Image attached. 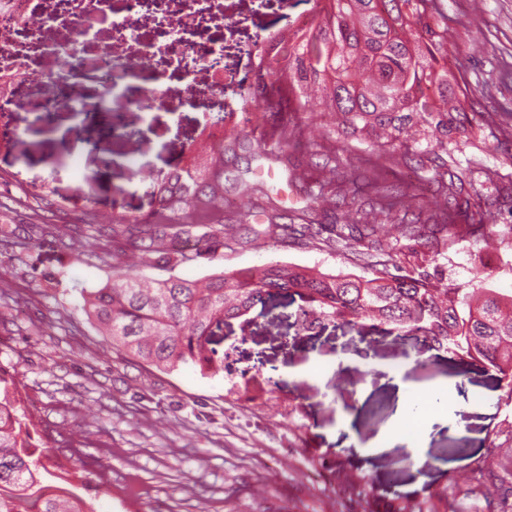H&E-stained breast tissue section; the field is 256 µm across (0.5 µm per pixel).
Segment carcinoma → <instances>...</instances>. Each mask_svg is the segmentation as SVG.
<instances>
[{"instance_id": "obj_1", "label": "carcinoma", "mask_w": 512, "mask_h": 512, "mask_svg": "<svg viewBox=\"0 0 512 512\" xmlns=\"http://www.w3.org/2000/svg\"><path fill=\"white\" fill-rule=\"evenodd\" d=\"M433 0H329L311 34H293V51L259 71L269 80L271 97L264 102L296 112L316 85L331 103L333 133L348 143L365 144L377 157L403 156L418 150L419 163L431 169L448 165V136L453 123L464 125V112L448 71V26L436 30L426 23ZM301 134L284 117L272 124L263 147L282 151ZM88 140L85 130L61 142L47 158L51 166ZM224 145L206 143L190 151L192 163L152 184L164 211L163 221L141 224L115 216L112 236L135 237L139 261L112 272L100 288L85 292L84 310L104 331L106 348L123 352L167 371L182 365L204 375L232 373L231 354L213 347L224 321L246 315L262 298L279 293L297 295L303 305L302 331L327 320L359 327L367 320L406 328L431 345L461 358L481 359L512 381V296L466 292L438 285V268L402 273L397 248L378 235L382 219L402 220L409 208L405 193L383 194L378 184L370 210H349L344 223L282 226L334 250H348L362 262L366 275L326 274L288 264H271L246 272L215 273L202 281L176 275L147 281L138 268L152 265V256L168 253L167 239L185 232L176 222L201 198L224 201ZM431 224H401V237L415 245L449 246L458 225L448 212L430 215ZM222 224L201 236L204 246L224 245L237 234ZM49 242L83 252L77 240L58 225L45 229ZM29 415L21 411L19 388L0 368V512H91L73 490L42 480L45 461L72 478L86 470L82 452L70 445L40 448L32 442ZM341 484L357 496L365 493L364 478L336 468ZM464 495L480 498L472 512H512V448L494 447L468 471Z\"/></svg>"}]
</instances>
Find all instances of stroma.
<instances>
[{
  "instance_id": "stroma-1",
  "label": "stroma",
  "mask_w": 512,
  "mask_h": 512,
  "mask_svg": "<svg viewBox=\"0 0 512 512\" xmlns=\"http://www.w3.org/2000/svg\"><path fill=\"white\" fill-rule=\"evenodd\" d=\"M433 13L455 34L448 68L470 120L448 147L443 179L453 192L440 194L431 172L410 156L381 162L374 175L380 185L409 195V223H425L445 208L463 227L483 225L492 245L463 230L435 261L450 283L510 294L512 0H436ZM320 20L313 0H278L257 15L249 33L254 40L286 37L315 31ZM46 96L39 80L26 84L24 106L12 114L19 137L0 152V368L15 378L21 405L33 416L34 443L87 431L88 472L78 492L94 512H389L400 501L434 502L486 456L501 423L512 417L511 381L388 325L368 321L357 330L327 321L302 331L295 295L254 306L246 317L250 334L242 333L246 319L238 318L217 331V349H238L233 372L224 377H206L191 366L151 369L106 350L83 310L82 292L104 284L131 251L120 239L107 243V259L97 257L107 216L159 221L149 178L182 167L207 120L232 98L175 97L150 112L114 100L137 137L114 139L108 152L76 151L51 169L46 157L70 137L77 118L60 111L50 129H41L35 111ZM294 120L305 130L304 143L282 157L262 155L255 145L225 153L223 204H202L183 216L198 236L213 224H250L260 239L167 269L146 267L143 275L199 279L272 262L354 271L349 254L266 230L269 215L277 213L288 224H339L349 202L366 205L373 198L357 180L332 186L333 209L310 203L307 192L323 167L349 166L353 159L343 144L319 147L329 119L318 99H309ZM46 182L53 188L47 197L40 190ZM41 224L70 225L85 246L82 259L42 242ZM399 367L417 390L460 380L476 396L457 410V430L432 434L418 457L407 447L379 444L396 403L386 378ZM348 417L352 428L343 441ZM458 443L465 454L453 453ZM339 464L366 477L365 498L340 489L333 475Z\"/></svg>"
}]
</instances>
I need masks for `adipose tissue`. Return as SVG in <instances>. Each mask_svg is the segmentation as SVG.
Here are the masks:
<instances>
[{
	"instance_id": "ef3b65f1",
	"label": "adipose tissue",
	"mask_w": 512,
	"mask_h": 512,
	"mask_svg": "<svg viewBox=\"0 0 512 512\" xmlns=\"http://www.w3.org/2000/svg\"><path fill=\"white\" fill-rule=\"evenodd\" d=\"M388 382L394 387L398 397L394 409L392 424L382 438L383 444L400 443L411 449H419L433 433L435 427L455 429L451 418L452 408H464L470 405L472 393L467 386L453 388L450 394L430 393L427 396L416 394L409 382L404 379L403 369L390 372ZM415 419L414 431H406L407 419Z\"/></svg>"
}]
</instances>
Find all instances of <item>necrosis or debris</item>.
<instances>
[{
    "instance_id": "1",
    "label": "necrosis or debris",
    "mask_w": 512,
    "mask_h": 512,
    "mask_svg": "<svg viewBox=\"0 0 512 512\" xmlns=\"http://www.w3.org/2000/svg\"><path fill=\"white\" fill-rule=\"evenodd\" d=\"M55 2L33 27L28 24L32 0H11L0 13L1 71L31 72L35 56L14 50L17 39L31 32L42 51L74 56L79 74L97 75L110 89L116 86V74L127 73L133 62L144 64L153 80L178 71L180 92L188 97L199 89L197 74L203 69L210 73L211 87H222L224 66L204 37L222 15L223 0H154L152 8L119 17L112 12V0Z\"/></svg>"
}]
</instances>
